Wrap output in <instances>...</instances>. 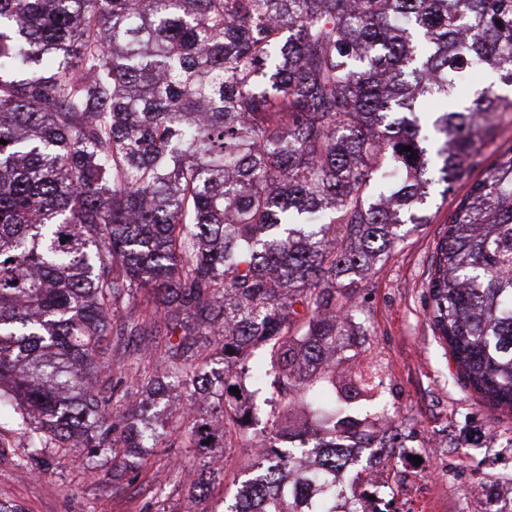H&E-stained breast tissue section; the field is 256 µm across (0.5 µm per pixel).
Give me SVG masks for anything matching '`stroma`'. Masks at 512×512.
<instances>
[{"mask_svg": "<svg viewBox=\"0 0 512 512\" xmlns=\"http://www.w3.org/2000/svg\"><path fill=\"white\" fill-rule=\"evenodd\" d=\"M454 199L432 195L429 223L412 230L374 272L356 285L358 319L368 334L367 358L383 370V400L398 412V423L412 437L404 448H364L362 462L377 481L395 490L393 512H512V411L477 394L456 372L448 352L434 336L426 307L425 282L436 241L443 235ZM130 400L158 431H185L178 394L153 400L126 384ZM485 434L487 449L470 447L467 436ZM0 441L15 457L0 460V500L21 512H223L241 481L252 473L256 455L250 441L226 440L209 449L223 460L224 474L207 496L193 492L174 461L177 448L148 449L146 462L120 487L112 485V460L101 458L89 471L70 455L45 449L48 470L24 471L17 459L26 437L13 419L0 417ZM421 464H414V457Z\"/></svg>", "mask_w": 512, "mask_h": 512, "instance_id": "obj_1", "label": "stroma"}]
</instances>
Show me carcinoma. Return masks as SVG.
Returning a JSON list of instances; mask_svg holds the SVG:
<instances>
[{
	"label": "carcinoma",
	"instance_id": "obj_1",
	"mask_svg": "<svg viewBox=\"0 0 512 512\" xmlns=\"http://www.w3.org/2000/svg\"><path fill=\"white\" fill-rule=\"evenodd\" d=\"M465 69L512 87V0H0V413L26 459L110 452L120 480L162 440L183 470L215 447L201 404L218 389L222 435L258 453L224 512H390L354 449L406 435L376 403L353 284L512 112L491 84L456 109ZM426 98L451 110L423 128ZM435 253L434 328L466 384L512 410V148ZM140 302L131 330L164 345L139 382L187 393L175 437L89 384ZM0 440L12 445L17 455L23 457L26 436L14 420L5 415L0 417Z\"/></svg>",
	"mask_w": 512,
	"mask_h": 512
}]
</instances>
